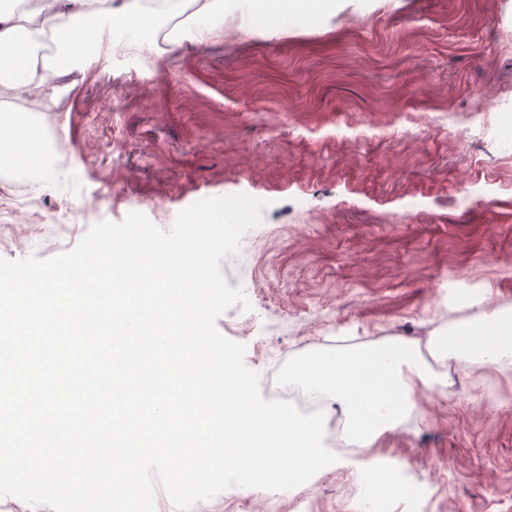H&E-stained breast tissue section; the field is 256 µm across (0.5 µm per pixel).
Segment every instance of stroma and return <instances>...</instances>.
Returning a JSON list of instances; mask_svg holds the SVG:
<instances>
[{"label":"stroma","instance_id":"stroma-1","mask_svg":"<svg viewBox=\"0 0 512 512\" xmlns=\"http://www.w3.org/2000/svg\"><path fill=\"white\" fill-rule=\"evenodd\" d=\"M282 18L272 38L228 18L199 52L104 56L42 96L60 176L23 253L74 249L91 223L66 222L71 210L119 223L137 207L163 229L205 197L269 201L245 244L251 268L223 270L252 305L216 321L246 366L265 380L304 355L404 341L447 383L363 458L279 493L280 512H356L369 461L430 483L419 512H512V372L465 371L432 349L512 304V151L477 98L512 106V0H294ZM114 98L121 110L104 111Z\"/></svg>","mask_w":512,"mask_h":512}]
</instances>
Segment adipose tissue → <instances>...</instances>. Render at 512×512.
I'll list each match as a JSON object with an SVG mask.
<instances>
[{
    "label": "adipose tissue",
    "instance_id": "1",
    "mask_svg": "<svg viewBox=\"0 0 512 512\" xmlns=\"http://www.w3.org/2000/svg\"><path fill=\"white\" fill-rule=\"evenodd\" d=\"M88 0H22L20 13L0 10V57L11 56L20 41L37 43L59 38L63 54L90 66L116 46L138 44L151 37L145 20L173 22L188 12L190 36L170 32L163 39L168 54L186 43L202 45L224 31L222 19L234 13V0H180V10L166 0H108L95 12L90 26H80L81 5ZM433 347L441 360L465 368L492 366L512 371V306L485 313L479 319L449 329ZM440 383L412 350L386 344L362 354H330L297 361L288 367V385L302 395L337 401L344 407L338 438L372 447L381 435L406 425L417 411V399ZM88 493L81 483L60 491L48 480L34 493H18L0 485V512H87Z\"/></svg>",
    "mask_w": 512,
    "mask_h": 512
}]
</instances>
